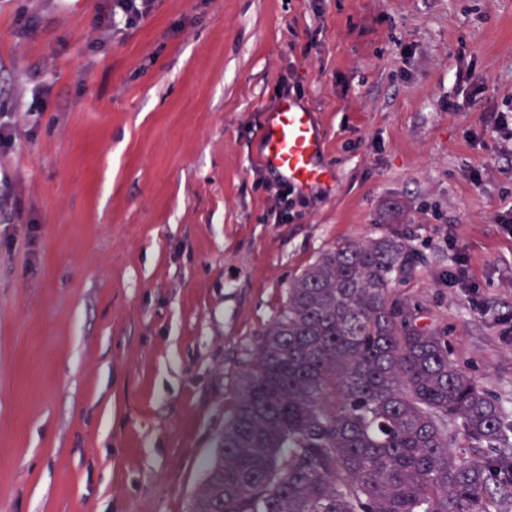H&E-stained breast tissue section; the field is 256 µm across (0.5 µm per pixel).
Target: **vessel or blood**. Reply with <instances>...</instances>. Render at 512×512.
Instances as JSON below:
<instances>
[{"instance_id": "1", "label": "vessel or blood", "mask_w": 512, "mask_h": 512, "mask_svg": "<svg viewBox=\"0 0 512 512\" xmlns=\"http://www.w3.org/2000/svg\"><path fill=\"white\" fill-rule=\"evenodd\" d=\"M261 162L298 189L323 183L328 175L317 158L322 150L320 128L300 102L285 98L269 112L262 125Z\"/></svg>"}]
</instances>
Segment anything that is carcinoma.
<instances>
[{
	"label": "carcinoma",
	"mask_w": 512,
	"mask_h": 512,
	"mask_svg": "<svg viewBox=\"0 0 512 512\" xmlns=\"http://www.w3.org/2000/svg\"><path fill=\"white\" fill-rule=\"evenodd\" d=\"M419 260L390 230L288 285L190 512H512L501 406L396 295Z\"/></svg>",
	"instance_id": "cac0c4a2"
}]
</instances>
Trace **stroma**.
Instances as JSON below:
<instances>
[{
  "mask_svg": "<svg viewBox=\"0 0 512 512\" xmlns=\"http://www.w3.org/2000/svg\"><path fill=\"white\" fill-rule=\"evenodd\" d=\"M109 7L0 0V512H189L289 282L391 226L402 297L512 413V0ZM285 97L332 180L278 224ZM154 0H113L112 11L107 17V29H112L117 23L130 27L145 18Z\"/></svg>",
  "mask_w": 512,
  "mask_h": 512,
  "instance_id": "1",
  "label": "stroma"
}]
</instances>
